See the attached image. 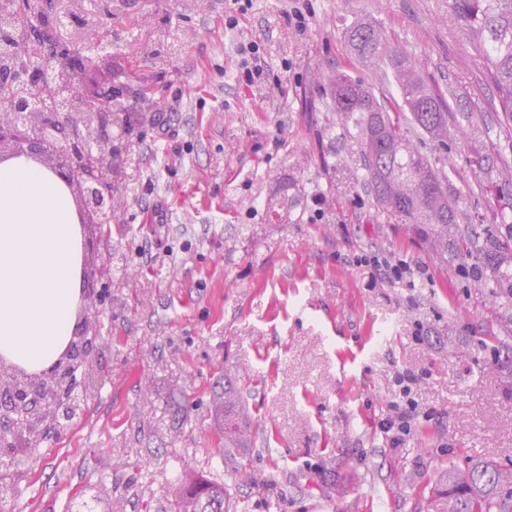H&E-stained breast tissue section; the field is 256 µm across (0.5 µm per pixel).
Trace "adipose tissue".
I'll use <instances>...</instances> for the list:
<instances>
[{"instance_id": "obj_1", "label": "adipose tissue", "mask_w": 512, "mask_h": 512, "mask_svg": "<svg viewBox=\"0 0 512 512\" xmlns=\"http://www.w3.org/2000/svg\"><path fill=\"white\" fill-rule=\"evenodd\" d=\"M82 232L64 183L34 160L0 162V360L50 369L74 337Z\"/></svg>"}]
</instances>
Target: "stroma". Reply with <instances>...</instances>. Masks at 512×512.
I'll use <instances>...</instances> for the list:
<instances>
[{
  "instance_id": "obj_1",
  "label": "stroma",
  "mask_w": 512,
  "mask_h": 512,
  "mask_svg": "<svg viewBox=\"0 0 512 512\" xmlns=\"http://www.w3.org/2000/svg\"><path fill=\"white\" fill-rule=\"evenodd\" d=\"M126 0L112 68L154 90L157 113L125 151L121 221L99 239L112 295L96 306L100 379L83 413L48 437L20 435L0 512H174L186 469L224 484L235 512H413L436 472L491 461L512 468V300L474 288L457 254L467 227L499 233L512 205V121L480 72L454 0ZM381 27L445 98L467 95L465 132L422 151L451 170L466 213L433 254L407 224L343 179L357 146L328 106L349 68L344 32ZM261 42L264 80L242 79L240 43ZM489 156L475 179L468 159ZM295 182L288 221L266 202ZM163 214L153 222L152 211ZM428 267L418 288L373 284L355 254ZM421 371L415 431L389 447L380 423L398 373ZM237 381L250 448L224 465L213 386Z\"/></svg>"
}]
</instances>
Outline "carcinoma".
<instances>
[{
    "instance_id": "obj_1",
    "label": "carcinoma",
    "mask_w": 512,
    "mask_h": 512,
    "mask_svg": "<svg viewBox=\"0 0 512 512\" xmlns=\"http://www.w3.org/2000/svg\"><path fill=\"white\" fill-rule=\"evenodd\" d=\"M486 82L497 94L499 107L512 118V0H454ZM28 22H15L0 45V69L15 71L12 99L30 97L20 78L13 47L27 40ZM345 41L355 64H384L379 83L369 84L338 72L330 84L332 111L360 149V166L349 171L363 184L375 204L398 214L413 231L442 254L448 253V227L459 223V201L449 189V177L435 169L415 141L424 137L448 146V103L419 73L402 50L389 45L370 22L349 27ZM289 184L267 203V213L288 221L294 197ZM476 258L472 275L490 281L512 298V242L493 234L483 239L477 255L467 249L462 258ZM210 414L224 439V463L235 462L233 450L245 448L251 423L243 411L236 385L224 381L213 390ZM178 512H231L224 485L190 474L172 489ZM417 512H512V471L489 463L438 472Z\"/></svg>"
}]
</instances>
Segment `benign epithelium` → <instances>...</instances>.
Listing matches in <instances>:
<instances>
[{
    "instance_id": "obj_1",
    "label": "benign epithelium",
    "mask_w": 512,
    "mask_h": 512,
    "mask_svg": "<svg viewBox=\"0 0 512 512\" xmlns=\"http://www.w3.org/2000/svg\"><path fill=\"white\" fill-rule=\"evenodd\" d=\"M74 0H46L49 16L72 15ZM121 9L105 0L93 17L70 27L35 26L28 44L38 61L23 69L27 84L43 90L51 100L56 87L50 75L68 78L67 95L49 110L26 112L13 106L0 108V161L26 156L58 174L74 198L82 227L112 224L117 214L120 185L116 172L123 170V142L140 126V115L152 105L148 92L130 91L131 83L115 76L99 82L96 75L109 65L102 55L63 51L69 45L110 43L112 38L87 40L89 28L112 30V19ZM90 323L72 340L61 360L39 375L0 377V446L12 447L17 431L40 435L48 428H62V421L76 417L80 406L62 400L73 384L71 368L84 357L89 345Z\"/></svg>"
}]
</instances>
